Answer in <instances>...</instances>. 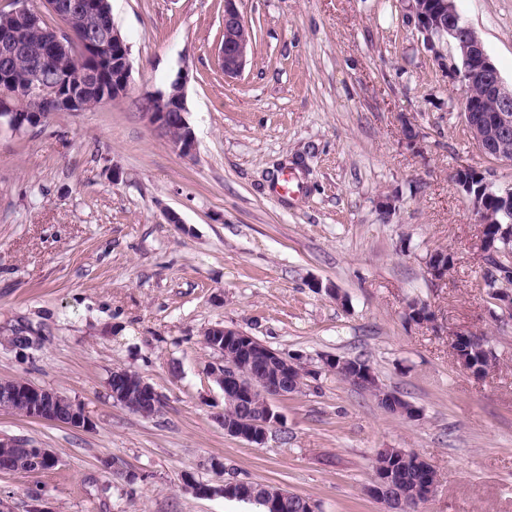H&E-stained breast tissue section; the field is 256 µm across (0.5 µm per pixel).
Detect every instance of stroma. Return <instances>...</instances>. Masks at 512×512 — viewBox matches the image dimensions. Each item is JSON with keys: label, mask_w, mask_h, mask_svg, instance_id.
<instances>
[{"label": "stroma", "mask_w": 512, "mask_h": 512, "mask_svg": "<svg viewBox=\"0 0 512 512\" xmlns=\"http://www.w3.org/2000/svg\"><path fill=\"white\" fill-rule=\"evenodd\" d=\"M455 4L511 85L512 0ZM111 7L131 46L129 93L22 133L0 128V378L56 390L92 420L0 412V434L59 459L0 473V500L10 512H253L221 493L234 478L318 512H384L364 489L377 449L401 448L439 474L426 512H512V321L488 313L480 226L452 179L469 165L512 187V162L476 150L466 87L401 0H243L253 47L230 81L218 59L224 0ZM180 74L190 156L143 109ZM437 249L454 265L435 282L426 259ZM414 301L430 322L407 321ZM217 324L318 369L275 401L283 423L263 447L220 423L218 357L201 341ZM16 328L36 343L10 347ZM459 331L494 346L485 377L457 364ZM326 354L365 360L419 419L320 370ZM117 367L153 385L159 413L113 403Z\"/></svg>", "instance_id": "35a3bbf8"}]
</instances>
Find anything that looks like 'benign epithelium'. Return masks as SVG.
Instances as JSON below:
<instances>
[{"instance_id":"benign-epithelium-1","label":"benign epithelium","mask_w":512,"mask_h":512,"mask_svg":"<svg viewBox=\"0 0 512 512\" xmlns=\"http://www.w3.org/2000/svg\"><path fill=\"white\" fill-rule=\"evenodd\" d=\"M240 0H224L223 40L219 60L224 77L234 79L243 70L252 38L237 6ZM107 0H50L49 7L63 22L61 29H49L41 41L28 45L26 34L38 27L41 12L28 6V0H15L9 17L0 22V127L15 133L32 129L56 112H81L85 108L82 89L93 84L98 70L112 67V98L128 94L131 88V47L120 31L113 27L106 11ZM407 18L423 34L427 48L439 60L443 46L453 45L456 56L467 64L458 74L464 84L479 86L485 96L495 101L494 112L485 115L477 102L465 98L463 114L470 139L485 156L512 161V86L506 85L488 56L478 33L465 23L454 0H403ZM79 50L87 65L75 70L70 60ZM26 55L20 66L17 60ZM56 71V81L45 83L47 68ZM186 78L179 75L168 90L145 98L149 121L162 129L178 151L189 155L195 150V134L187 120ZM477 223L493 222L484 195L469 198ZM497 308L491 310L500 321L512 319V292L500 289ZM470 341L479 345L486 368L495 362L494 351L483 346L482 334L460 332L454 341ZM202 342L221 358L212 367L211 376L224 396V432L242 439L255 448L265 444L270 430L280 424L281 415L274 411L271 400L285 397L300 385L306 373L297 355L276 351L254 337L226 325H215L202 333ZM322 365L346 376L359 387L378 386V380L367 364L351 365L323 355ZM112 400L143 416L159 412L161 397L138 373L116 368L108 379ZM8 410L37 420L86 428L91 420L85 411L69 398L17 377L0 379V411ZM32 471H46L59 464L58 457L47 448H32L18 437L0 435V472L20 470V464ZM400 478L394 468L375 464L366 492L386 506L387 512H414L401 494ZM262 496L267 512H288L287 495L282 491L260 493V487L243 480L224 482V496L253 499Z\"/></svg>"}]
</instances>
